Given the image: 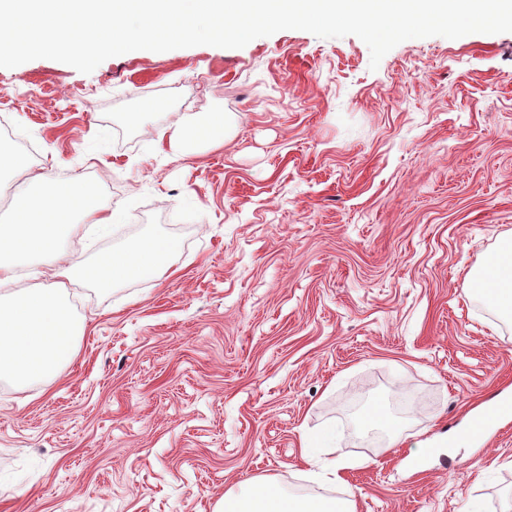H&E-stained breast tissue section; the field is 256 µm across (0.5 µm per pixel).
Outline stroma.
Segmentation results:
<instances>
[{
  "label": "stroma",
  "mask_w": 512,
  "mask_h": 512,
  "mask_svg": "<svg viewBox=\"0 0 512 512\" xmlns=\"http://www.w3.org/2000/svg\"><path fill=\"white\" fill-rule=\"evenodd\" d=\"M358 37L282 30L240 49L112 57L93 72L0 68V114L36 148L0 169L92 187L111 237L62 239L87 263L172 242L160 279L67 293L77 354L50 380L0 377V512H214L257 476L356 512H503L512 420L459 439L512 397V324L468 275L512 233V33L410 39L370 70ZM153 119L138 123L134 113ZM232 118L224 148L174 157L161 127ZM400 421L385 449L363 405ZM335 431L321 483L300 434ZM303 459L310 466V472L315 477L330 483L348 486V482L342 475V471L349 467L348 464L337 461L322 460L314 456L311 448H315L310 434H305L301 441Z\"/></svg>",
  "instance_id": "1"
}]
</instances>
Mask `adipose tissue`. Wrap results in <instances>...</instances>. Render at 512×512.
<instances>
[{
  "label": "adipose tissue",
  "mask_w": 512,
  "mask_h": 512,
  "mask_svg": "<svg viewBox=\"0 0 512 512\" xmlns=\"http://www.w3.org/2000/svg\"><path fill=\"white\" fill-rule=\"evenodd\" d=\"M170 153L185 156L190 146L219 148L231 139L228 118L212 113L185 117L175 127L159 131ZM17 221L0 224V250L10 262H0V285L7 283L28 256L39 252L51 259L57 287L41 288L20 295H0V374L17 381L45 380L69 363L76 354L78 324L62 294L61 286L83 280L100 288L118 281L159 277L173 252L171 242L145 239L128 247L111 250L90 264L73 262L59 249L61 234H75L72 212L88 219L87 234L103 239L111 235L112 224L105 207L91 188H78L41 173L28 178L14 196ZM469 294L493 307L503 320H512V235L502 239L491 260L478 265L469 275ZM221 512H355L351 500H329L300 496L258 477L249 484L225 492Z\"/></svg>",
  "instance_id": "ef3b65f1"
}]
</instances>
